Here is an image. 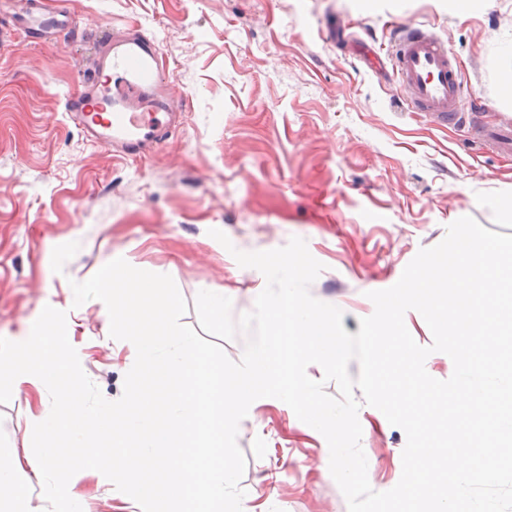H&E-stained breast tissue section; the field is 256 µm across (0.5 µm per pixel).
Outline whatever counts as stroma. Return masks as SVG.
<instances>
[{"label": "stroma", "mask_w": 512, "mask_h": 512, "mask_svg": "<svg viewBox=\"0 0 512 512\" xmlns=\"http://www.w3.org/2000/svg\"><path fill=\"white\" fill-rule=\"evenodd\" d=\"M66 11L73 28L47 41L21 22ZM435 32L461 65L463 102L483 135L405 112L403 86L349 44L388 46L396 29ZM0 337L16 341L52 306L86 375L111 401L135 356L110 337L105 304L74 306L83 282L116 258L170 275L197 327V293L223 290L232 316L251 312L264 276L233 250L306 240L323 270L316 299L358 333L369 292L392 287L418 251L469 216L512 234V0L459 17L446 0H0ZM102 28L142 29L183 88L182 125L132 158L91 142L65 112L79 95L84 57ZM224 232L226 250L211 237ZM46 387L24 385L0 404V449H31V418ZM361 444L375 491L402 473L404 431L361 405ZM246 465L242 512H348L329 471L325 438L276 398L256 400L239 425ZM86 512H142L89 470L74 476Z\"/></svg>", "instance_id": "stroma-1"}]
</instances>
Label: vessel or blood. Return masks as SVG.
I'll return each instance as SVG.
<instances>
[{"label":"vessel or blood","instance_id":"1","mask_svg":"<svg viewBox=\"0 0 512 512\" xmlns=\"http://www.w3.org/2000/svg\"><path fill=\"white\" fill-rule=\"evenodd\" d=\"M100 41L83 90L67 99L66 112L90 140L122 156L143 155L179 125L174 103L184 92L165 72L153 37L104 33ZM362 56L371 68L391 62L406 90L404 111L428 112L443 124L463 121L457 61L435 33L409 26L391 43L387 58L369 47Z\"/></svg>","mask_w":512,"mask_h":512}]
</instances>
